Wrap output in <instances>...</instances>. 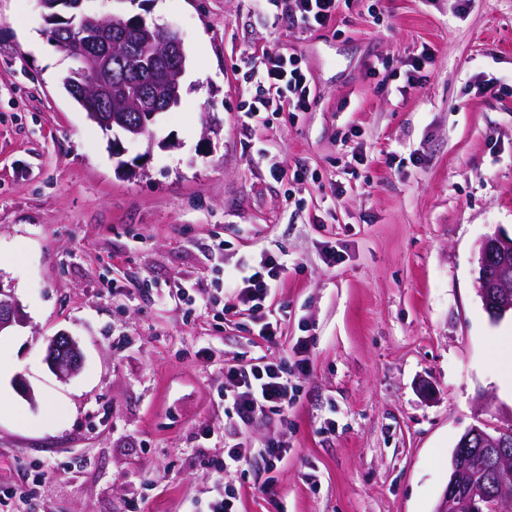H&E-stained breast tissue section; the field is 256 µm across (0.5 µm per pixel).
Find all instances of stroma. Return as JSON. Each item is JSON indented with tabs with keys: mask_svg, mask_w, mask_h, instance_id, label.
<instances>
[{
	"mask_svg": "<svg viewBox=\"0 0 512 512\" xmlns=\"http://www.w3.org/2000/svg\"><path fill=\"white\" fill-rule=\"evenodd\" d=\"M158 2L86 0L179 30L188 56L178 106L117 158L38 0H0V285L26 316L0 332V492L16 512H204L221 481L239 512H434L462 434L512 418V319L474 273L485 236L512 237V0H342L316 31L290 0ZM264 52L301 58L308 111L249 116ZM264 252L290 267L278 345L221 285ZM62 333L83 352L66 378L44 361ZM299 341L293 400L244 433L287 456L217 475L199 433L236 425L225 365Z\"/></svg>",
	"mask_w": 512,
	"mask_h": 512,
	"instance_id": "obj_1",
	"label": "stroma"
}]
</instances>
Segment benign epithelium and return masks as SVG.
I'll use <instances>...</instances> for the list:
<instances>
[{"label":"benign epithelium","mask_w":512,"mask_h":512,"mask_svg":"<svg viewBox=\"0 0 512 512\" xmlns=\"http://www.w3.org/2000/svg\"><path fill=\"white\" fill-rule=\"evenodd\" d=\"M107 17H86L72 41L93 51L91 26L106 28ZM160 37L142 46L146 59L163 58L174 75V90L164 101H155L145 111L131 117L125 112L105 114L104 128L112 130V148L121 147L124 131L136 128L143 132L154 124L157 113L167 111L180 100L179 79L184 75L183 41L168 27H158ZM476 284L484 309L494 320L512 314V237L493 235L484 238L478 248ZM23 309L12 293L0 284V332L25 322ZM78 343L66 334L50 339L46 351L48 365L61 376L76 372L82 363ZM484 447L492 461L488 473H475L463 464V457L474 444ZM435 512H512V418L493 426H473L459 439L454 451L448 485Z\"/></svg>","instance_id":"7a95c632"}]
</instances>
